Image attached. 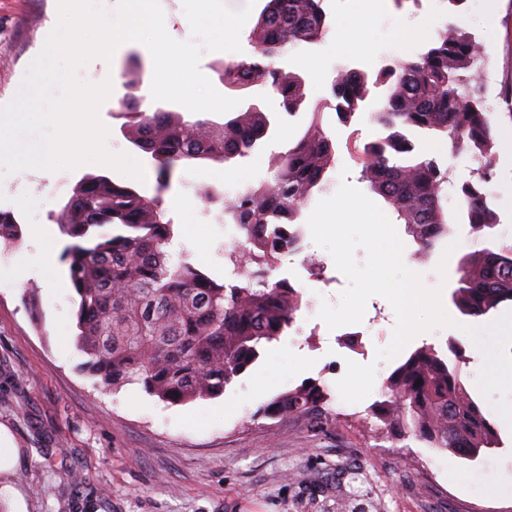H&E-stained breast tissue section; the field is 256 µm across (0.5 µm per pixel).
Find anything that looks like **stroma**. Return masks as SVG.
<instances>
[{
  "label": "stroma",
  "mask_w": 512,
  "mask_h": 512,
  "mask_svg": "<svg viewBox=\"0 0 512 512\" xmlns=\"http://www.w3.org/2000/svg\"><path fill=\"white\" fill-rule=\"evenodd\" d=\"M360 8L359 0H326L329 30L323 40L278 58V67L299 74L305 56H321L325 64L321 82L305 85L307 107L293 116L280 113L277 101L266 98L258 87H225L218 69L233 60V53H203L199 69L216 90L277 113L276 130L263 147L234 164H187L163 192L157 189L149 158L129 141L134 126L113 110L129 80H136L137 94H146L153 67L146 48L131 44L109 64L89 62L79 76L92 83L114 77L112 95L99 111L110 131V147L140 161L149 175L138 186L144 195L158 194L166 202L193 197L190 209L168 210L174 242L220 281L229 249L222 206L199 199L198 189L215 185L233 194L271 177L275 153L304 134L311 119L310 103L328 99L338 67L373 75L414 57L445 27L473 34L483 51L486 107L493 114L498 142L495 177L488 187L497 224L490 238L471 233L459 215L457 189L470 179L475 162L465 154L450 157L444 138L414 131L410 137L418 150L443 159L451 169L442 204L450 236L459 245L447 259L441 243L425 256L418 254L404 224H397L396 230L404 244L405 265L421 274L427 287H442L443 307L457 322L456 327L415 337L410 346L428 344L443 350L455 341L464 347L462 380L495 428L496 449L465 459L387 432L371 416V407L382 400L386 381L399 364L395 358H376L377 348L392 341L394 314L385 298L376 295L368 299L361 323L328 330L318 316L320 306L325 301L337 303L348 281L312 237L304 239L307 251L322 260L333 283L318 288L305 279L294 281L302 307L294 326L279 338L305 355V368H289L282 356L265 352L223 395L171 405L136 384L102 388L84 373L86 356L76 342L78 297L72 290L58 301L46 296L50 277L66 276L67 267L60 263L28 274L15 271L12 260L17 254L51 248L49 242L25 235L18 245L0 250V423L11 429L18 443L14 467L0 473V512H12L19 498L26 512H512V496L495 488L497 477L512 475V426L478 386L484 357L466 333L467 328L485 327L511 312L512 305L504 303L488 315L469 317L460 315L451 300L462 256L492 242L512 244V149L502 143L505 134L512 133V120L506 117L512 110V0H466L455 12L449 11L446 0H421L417 5L412 0H383L373 21L352 30L350 45L337 50V28ZM57 20L56 0H0V105L15 97L43 47L46 30ZM422 20L428 23L426 36L396 50L395 38ZM323 128L338 146L327 194H334L344 182L366 190L354 148L379 136L380 127L366 111L350 125H341L328 109ZM88 173L80 167L9 175L0 181V210L13 212L25 228L55 223L77 181ZM20 195L27 200L21 208L15 205ZM202 225L211 240L206 250L195 241ZM442 260L447 263L443 278L436 271ZM350 360L376 366L371 393L357 403L344 402L336 387ZM312 379L323 383L330 395L323 430H309L294 419L258 417L265 402Z\"/></svg>",
  "instance_id": "1"
}]
</instances>
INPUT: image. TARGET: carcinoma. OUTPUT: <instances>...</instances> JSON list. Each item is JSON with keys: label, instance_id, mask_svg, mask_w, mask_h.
Listing matches in <instances>:
<instances>
[{"label": "carcinoma", "instance_id": "obj_1", "mask_svg": "<svg viewBox=\"0 0 512 512\" xmlns=\"http://www.w3.org/2000/svg\"><path fill=\"white\" fill-rule=\"evenodd\" d=\"M324 2L267 0L250 35L252 58L222 64L224 85H258L289 116L303 109L305 78L283 72L274 60L322 40L328 29ZM484 77L476 41L452 26L412 60L388 65L373 77L340 67L330 84L333 109L345 125L365 109L373 89L386 88L371 113L384 135L358 151L360 180L393 208L424 253L448 235L442 206L448 167L418 151L409 130L443 136L452 154L471 155L477 168L460 189L463 217L478 235L495 227L485 190L496 153ZM142 105L126 94L113 111L130 116L136 135L129 142L149 154L161 189L170 186L183 163H230L249 156L275 125L257 103L220 125ZM335 154L336 143L316 110L303 136L277 156L273 176L223 204L224 223L251 241L246 252L226 253L248 278L243 285L212 280L186 255L173 258L167 251L173 224L160 196L148 197L106 175L81 178L58 223L73 239L62 261L78 296L77 344L87 356L84 370L106 386L138 383L175 405L223 394L259 360L265 344L288 329L301 306L296 289L269 281L267 274L290 251L302 208L323 190ZM102 227L110 231L97 233ZM19 234L15 215L0 211V244L11 246ZM460 273L452 300L462 315L484 316L512 302V245L494 244L464 256ZM449 351L428 346L411 353L389 376L386 400L372 414L430 448L472 460L496 447L495 431L463 383L462 352L452 346ZM327 402L323 385L305 381L257 414L297 419L317 430L328 422Z\"/></svg>", "mask_w": 512, "mask_h": 512}]
</instances>
